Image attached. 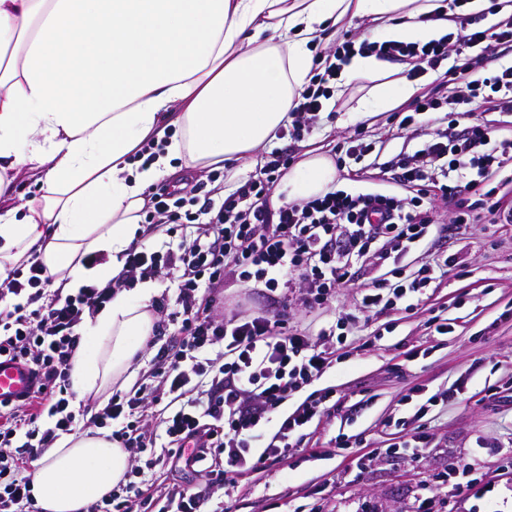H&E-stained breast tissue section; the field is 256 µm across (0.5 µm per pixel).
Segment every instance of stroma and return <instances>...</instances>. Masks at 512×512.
I'll use <instances>...</instances> for the list:
<instances>
[{
  "label": "stroma",
  "mask_w": 512,
  "mask_h": 512,
  "mask_svg": "<svg viewBox=\"0 0 512 512\" xmlns=\"http://www.w3.org/2000/svg\"><path fill=\"white\" fill-rule=\"evenodd\" d=\"M370 83L352 80L335 100L332 113H320L299 138L277 137L271 151L304 159L306 154L333 156L334 148L354 130L381 149L380 165L340 171V189L385 185L391 173L385 161L418 143L398 130L392 109L357 111ZM235 161L219 169H195L197 197L213 187L231 194L251 173ZM438 228L428 252H414L413 265L427 253L448 258V271L412 305L362 312L352 290L315 308L292 301L288 319L314 334L329 323L342 327L332 364L313 384L332 393L335 411L314 420L299 447L287 458L259 471L237 476L224 497L228 512H411L418 494L436 495L450 512H481L487 501L473 497L442 478L452 468L477 458V475L494 487L490 500L499 512H512V223L488 220L456 229L444 204H437ZM449 319L441 335L434 317ZM457 389L455 399L437 402L422 419L430 439L421 461L385 455L406 432L398 421L411 417L432 395ZM345 445H338L337 436ZM491 451L474 456L477 441ZM367 457L359 466V457Z\"/></svg>",
  "instance_id": "obj_1"
}]
</instances>
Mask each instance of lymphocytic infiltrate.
<instances>
[{
  "label": "lymphocytic infiltrate",
  "instance_id": "f902f5d3",
  "mask_svg": "<svg viewBox=\"0 0 512 512\" xmlns=\"http://www.w3.org/2000/svg\"><path fill=\"white\" fill-rule=\"evenodd\" d=\"M475 26L453 41L451 35L425 43L369 42L358 34L326 50L321 73L302 92L289 115L292 137L312 123L330 98L327 83L355 49L410 63V76L438 73L445 84L464 90L440 99L421 92L398 126H415L426 116L420 148L390 160L397 181L435 188L442 199L460 190L482 188L474 203L458 204L452 221L476 223L477 210L500 219L502 205L491 182L512 165V138L475 118L471 105L512 113V64L487 70L501 46H512V15ZM475 50L469 72L446 67L460 48ZM449 121H442L441 113ZM293 156L261 157L255 171L227 198H206L196 211L184 199L159 187L152 191L147 219L167 225L173 239L156 251L132 243L122 272L104 286L84 285L70 292L53 288L40 263L15 269L0 283V357L28 364L36 385L26 403L0 406V512H34L26 470L44 448L79 429L82 419L72 405L67 368L80 344L85 315L102 310L123 289L137 282L166 278L171 291L153 301L157 331L171 332L175 348L159 349L151 360L150 383L113 395L92 419L108 427L113 438L133 455L125 484L89 512H131L133 506L159 512H205L212 491L231 485L235 475L266 467L297 447L304 429L327 412L330 394L311 384L330 367L327 344L335 330L309 335L288 321V296L304 292L307 306L323 305L340 288H357L361 311L397 307L424 293L443 265L425 262L412 269L408 257L424 247L432 232L431 208L419 200L368 189H336L307 200L271 206L275 184ZM201 225L203 238L187 240L184 229ZM370 267L374 275L357 286L353 268ZM235 297L225 298L228 288ZM265 292L268 308H250L253 289ZM305 400L283 418L273 435L265 427L298 392ZM156 416H148L152 404ZM164 444L171 465L199 467L206 493L172 487L163 498L150 492L146 474L159 459L153 450Z\"/></svg>",
  "mask_w": 512,
  "mask_h": 512
}]
</instances>
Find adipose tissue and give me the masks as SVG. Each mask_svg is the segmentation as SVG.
Returning a JSON list of instances; mask_svg holds the SVG:
<instances>
[{"label": "adipose tissue", "instance_id": "adipose-tissue-1", "mask_svg": "<svg viewBox=\"0 0 512 512\" xmlns=\"http://www.w3.org/2000/svg\"><path fill=\"white\" fill-rule=\"evenodd\" d=\"M370 17L385 39L448 28L433 0H0V282L40 262L54 286L105 282L146 235L145 189L176 166L243 160L275 137L312 66L325 21ZM373 56L340 77L375 83L391 105L411 82L381 81ZM38 193L19 199L18 179ZM331 160L308 155L286 181L293 199L326 192ZM107 253L90 266L87 255ZM151 283L123 291L89 327L70 381L79 398L131 381L154 333ZM130 455L108 433L59 439L34 463L40 512H87L123 482Z\"/></svg>", "mask_w": 512, "mask_h": 512}]
</instances>
